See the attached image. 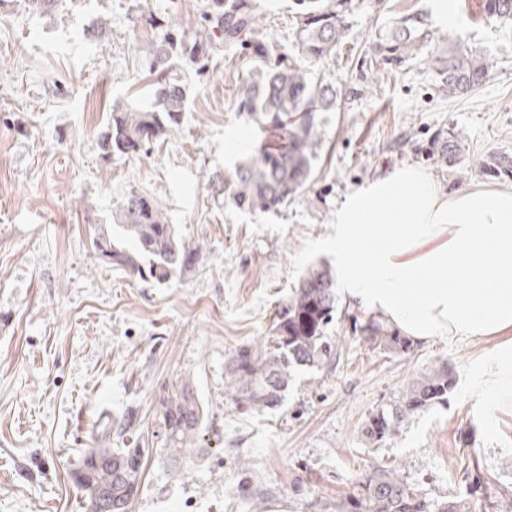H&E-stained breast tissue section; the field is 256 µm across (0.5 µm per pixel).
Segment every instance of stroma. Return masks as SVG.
<instances>
[{
  "label": "stroma",
  "instance_id": "obj_1",
  "mask_svg": "<svg viewBox=\"0 0 512 512\" xmlns=\"http://www.w3.org/2000/svg\"><path fill=\"white\" fill-rule=\"evenodd\" d=\"M262 39L296 54L292 0H257ZM485 0H454L459 30L490 62L485 81L455 99L440 95L427 62L374 79L364 58L396 16L434 14L435 0H361L348 43L312 66L333 82L336 108L320 115L312 180L286 206L250 212L212 187L246 150L277 132L237 112L233 91L254 65L249 49L223 48L193 76L187 109L166 141L139 157H104L99 137L113 105L148 107L159 33L193 32L204 0H59L51 15L0 0V512H89L73 479L82 456L123 448L112 422L135 412L149 450L130 512H319L354 474L395 466L426 499L473 493L476 512H512V407L495 412L468 397L491 337L435 338L410 354L358 340L344 295L328 327L340 354L331 371L294 369L283 400L238 412L224 392L232 350L266 342L280 302L314 264L332 263L336 210L357 189L411 166L441 197L496 185L479 172L492 152L512 154V24L486 17ZM105 23L102 40L89 31ZM464 130L468 178L437 167L438 132ZM154 197L197 263L148 284L99 263L95 227L109 226L130 190ZM450 365L447 403L414 414L398 434L368 445L362 428L426 368ZM189 384L207 411L190 464H175L158 414L166 391Z\"/></svg>",
  "mask_w": 512,
  "mask_h": 512
}]
</instances>
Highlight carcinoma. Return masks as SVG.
Returning <instances> with one entry per match:
<instances>
[{"instance_id": "obj_1", "label": "carcinoma", "mask_w": 512, "mask_h": 512, "mask_svg": "<svg viewBox=\"0 0 512 512\" xmlns=\"http://www.w3.org/2000/svg\"><path fill=\"white\" fill-rule=\"evenodd\" d=\"M355 0H295V40L300 57L259 42L262 13L256 0H206L202 30L179 37L163 33L154 46L155 79L152 105L112 108L100 135L103 155L138 156L163 141L180 125L186 110L187 89L171 71L191 67L199 74L220 47L251 46L258 64L234 94L237 111L274 127L281 145H259L229 177L213 176V185L244 210H276L304 190L312 175L313 148L318 140L319 113L336 107V90L325 80H312L309 64L336 57L347 41ZM485 13L499 22H512V0H486ZM413 61H425L437 75L438 91L450 98L482 84L489 60L457 33H438L423 12L394 18L371 46L369 65L388 74ZM466 136L456 128L439 132L430 149L440 167L460 165ZM480 172L512 179V156L491 153ZM95 258L121 266L143 281L165 283L173 273L192 267L199 247L186 243L150 195L132 190L112 210L111 230L93 237ZM336 316L335 280L326 266L310 269L294 293L275 313L267 346H243L230 352L224 366V391L235 409L259 413L282 401L291 369L304 366L328 370L336 364L339 345L327 335ZM370 349L388 354L412 351L413 341L381 317L352 325ZM455 385L448 364L434 366L403 388L397 400L372 412L363 427L370 445L394 437L412 414L448 402ZM159 416L169 447L191 458L206 411L189 385L160 399ZM142 448H94L73 472L74 481L89 504L100 512H128L140 487ZM321 512H474L466 498L431 503L393 467H374L357 474L350 490Z\"/></svg>"}]
</instances>
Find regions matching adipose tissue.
Returning <instances> with one entry per match:
<instances>
[{
	"label": "adipose tissue",
	"mask_w": 512,
	"mask_h": 512,
	"mask_svg": "<svg viewBox=\"0 0 512 512\" xmlns=\"http://www.w3.org/2000/svg\"><path fill=\"white\" fill-rule=\"evenodd\" d=\"M342 291L415 341L497 336L477 398L512 405V190L441 197L413 167L388 172L336 213Z\"/></svg>",
	"instance_id": "obj_1"
}]
</instances>
